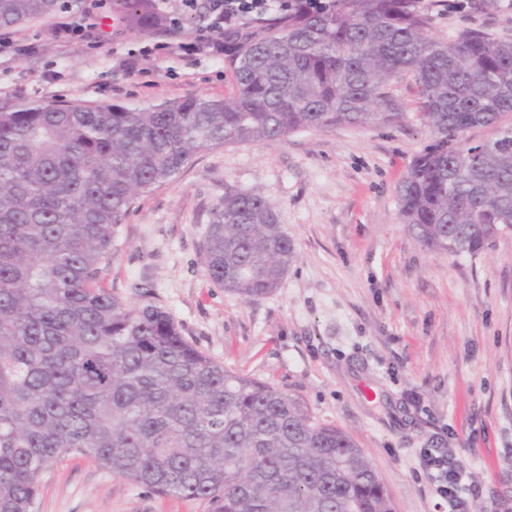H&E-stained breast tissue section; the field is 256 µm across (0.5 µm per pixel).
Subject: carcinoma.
<instances>
[{
	"instance_id": "obj_1",
	"label": "carcinoma",
	"mask_w": 512,
	"mask_h": 512,
	"mask_svg": "<svg viewBox=\"0 0 512 512\" xmlns=\"http://www.w3.org/2000/svg\"><path fill=\"white\" fill-rule=\"evenodd\" d=\"M151 29L148 0H114ZM60 0H0V29ZM419 0H333L224 41L228 99L146 107L0 104V512H37L42 476L68 456L211 512H395L361 449L271 383L199 350L148 292L106 286L137 198L209 148L338 124L395 125L390 84L414 74L433 137L398 187L402 219L440 256L512 231V40L429 35ZM476 127L497 136L453 149ZM210 281L245 302L296 260L275 205L224 188L203 242Z\"/></svg>"
}]
</instances>
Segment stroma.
Returning <instances> with one entry per match:
<instances>
[{
    "label": "stroma",
    "mask_w": 512,
    "mask_h": 512,
    "mask_svg": "<svg viewBox=\"0 0 512 512\" xmlns=\"http://www.w3.org/2000/svg\"><path fill=\"white\" fill-rule=\"evenodd\" d=\"M11 31L25 53L0 56V102L77 100L148 105L235 92L223 60L138 59L154 84L120 67L148 35L103 0L94 38L66 43L55 27L84 0ZM430 33L465 28L512 39V0H421ZM405 117L388 126L339 124L260 144L197 153L179 176L141 195L127 216L107 278L136 301L154 292L183 336L204 353L301 398L343 429L391 493L396 512H435L418 472L435 437L455 448L481 488L471 512L512 500V232L476 255L445 258L403 223L398 187L432 141L411 73L391 84ZM261 192L295 241L281 285L245 302L207 277L202 245L225 187ZM38 512H209L202 500L161 497L65 458L42 479Z\"/></svg>",
    "instance_id": "1"
}]
</instances>
